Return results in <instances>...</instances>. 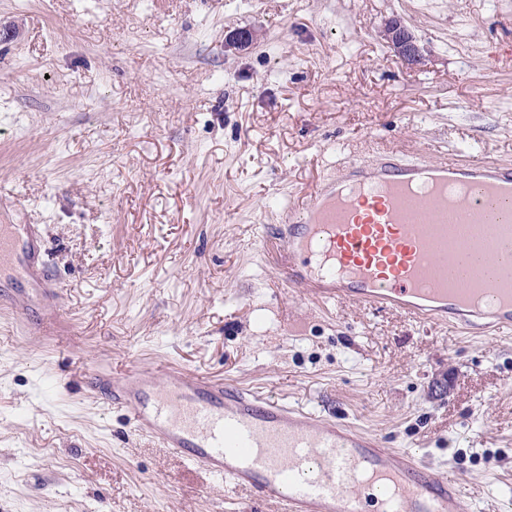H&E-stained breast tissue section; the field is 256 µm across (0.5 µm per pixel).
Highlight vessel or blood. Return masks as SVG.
<instances>
[{"instance_id": "vessel-or-blood-1", "label": "vessel or blood", "mask_w": 512, "mask_h": 512, "mask_svg": "<svg viewBox=\"0 0 512 512\" xmlns=\"http://www.w3.org/2000/svg\"><path fill=\"white\" fill-rule=\"evenodd\" d=\"M462 186L449 195V184ZM267 230L288 251L286 283L322 302L393 309L472 334L512 331V165L404 161L384 152L319 180ZM483 257L481 297L449 282L463 253ZM58 285L35 224L0 225V277ZM123 409L131 431L171 449L229 488L284 512H474L464 483L333 416L303 410L233 383L170 367L128 366L87 376Z\"/></svg>"}]
</instances>
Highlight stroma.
I'll list each match as a JSON object with an SVG mask.
<instances>
[{
  "label": "stroma",
  "instance_id": "stroma-1",
  "mask_svg": "<svg viewBox=\"0 0 512 512\" xmlns=\"http://www.w3.org/2000/svg\"><path fill=\"white\" fill-rule=\"evenodd\" d=\"M388 149L512 164V0H0V225H40L59 282L58 312L14 281L0 313V512H282L78 373L132 363L336 416L512 512V336L312 303L261 244ZM382 36L393 46L395 51L408 63L417 64L421 60L419 47L412 34L398 21L388 22Z\"/></svg>",
  "mask_w": 512,
  "mask_h": 512
}]
</instances>
